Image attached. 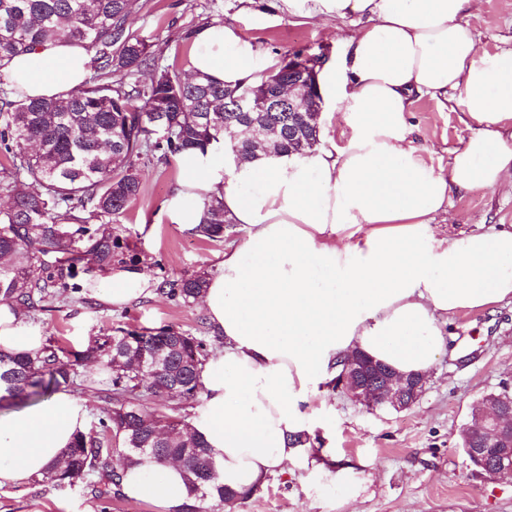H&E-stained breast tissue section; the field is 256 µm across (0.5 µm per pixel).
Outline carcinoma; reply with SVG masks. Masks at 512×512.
I'll use <instances>...</instances> for the list:
<instances>
[{
    "label": "carcinoma",
    "mask_w": 512,
    "mask_h": 512,
    "mask_svg": "<svg viewBox=\"0 0 512 512\" xmlns=\"http://www.w3.org/2000/svg\"><path fill=\"white\" fill-rule=\"evenodd\" d=\"M139 0H0V70L34 46L63 40L91 49L95 76L52 98L30 97L20 84L0 89V144L10 165L0 169V192L11 206L0 210V303L31 310L68 288L66 279L89 254L112 265V231L101 222L125 212L141 192L139 166L219 139L244 157L300 151L318 143L319 120L310 112L233 110L243 95L256 101L272 79L288 88L322 54L297 51L258 81L226 88L206 75L187 78L161 63L162 51L133 35L128 17ZM207 222L195 227L209 240L224 237V204L205 202ZM88 242L86 253L73 244ZM203 275L176 280L168 294L198 300ZM207 357L202 337L182 330L119 331L82 352L46 345L34 355L0 352V409L48 398L59 386L85 382L79 368L99 362L107 371L106 407L96 433H79L63 462L35 484L61 486L95 476L120 486L126 469L143 463H182L189 497L179 512H207L236 501L224 487L203 441L180 416L156 415L149 397L193 402L202 389ZM117 447H112L109 441Z\"/></svg>",
    "instance_id": "1"
}]
</instances>
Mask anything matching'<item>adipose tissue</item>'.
I'll return each instance as SVG.
<instances>
[{
    "mask_svg": "<svg viewBox=\"0 0 512 512\" xmlns=\"http://www.w3.org/2000/svg\"><path fill=\"white\" fill-rule=\"evenodd\" d=\"M477 2L280 0L294 17L364 21L316 69L324 144L243 160L219 140L176 155L166 221L194 229L213 194L245 234L201 296L221 346L202 366L204 398L190 420L225 487H259L292 463L331 470L333 457L312 455L306 442V407L347 355L426 374L453 353L442 334L448 317L512 301V225L440 234L432 224L451 192L512 188V49L479 54L466 20ZM194 43L192 73L228 87L280 65L231 23L199 29ZM89 61L86 47L56 41L7 69L30 96L49 98L81 84ZM452 91L467 109V135L442 171L420 155L409 115L415 95ZM153 286L130 268L91 280L94 296L117 307ZM45 343L21 309L0 305V351L34 354ZM87 428L85 400L64 386L0 414V487L42 475ZM121 490L168 512L188 497L177 463L130 467Z\"/></svg>",
    "mask_w": 512,
    "mask_h": 512,
    "instance_id": "obj_1",
    "label": "adipose tissue"
}]
</instances>
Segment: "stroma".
<instances>
[{
	"label": "stroma",
	"mask_w": 512,
	"mask_h": 512,
	"mask_svg": "<svg viewBox=\"0 0 512 512\" xmlns=\"http://www.w3.org/2000/svg\"><path fill=\"white\" fill-rule=\"evenodd\" d=\"M143 8L127 22L130 32L162 49L164 61L186 70L193 43L186 31L214 22H231L256 49L279 56L298 50L310 54L339 53L340 39L355 31L357 18L302 23L282 14L278 0H143ZM269 16L264 28L251 26L250 14ZM468 22L479 53L512 47V0H479ZM413 140L425 161L447 167L448 152L466 135L464 107L459 100L441 103L415 98ZM141 193L126 213L109 224L115 243L113 267L133 266L154 281L151 296L117 308L92 296L79 263L74 288L29 312L32 326L58 339L70 350H83L82 336H108L119 327L174 328L205 337L214 347L219 338L199 303L186 304L168 293L169 284L184 276L211 275L225 250L240 246L237 227L222 239L205 240L182 231L160 215L163 200L175 188L174 161H153L140 169ZM475 228L512 224V196L476 189L452 194L448 214L434 219L440 232L449 222ZM455 357L441 358L424 390L410 408L372 407L329 387L312 399L314 449L329 448L337 467L347 468L344 483L333 476L296 466L270 476L266 483L231 507L215 512H512V481H494L473 473L458 446L459 430L473 405L487 392L512 383V303L493 310L463 312L442 327ZM0 512H167L160 502L126 496L102 499L97 485L80 479L57 487L27 484L0 488Z\"/></svg>",
	"instance_id": "obj_1"
}]
</instances>
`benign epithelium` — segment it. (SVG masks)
I'll use <instances>...</instances> for the list:
<instances>
[{"label": "benign epithelium", "instance_id": "1", "mask_svg": "<svg viewBox=\"0 0 512 512\" xmlns=\"http://www.w3.org/2000/svg\"><path fill=\"white\" fill-rule=\"evenodd\" d=\"M306 88L295 84L292 95L283 103L267 99L272 108H286L298 112L303 106ZM337 381L352 398L375 404L374 391L383 393L382 400L397 410L410 407L420 396L426 376L402 377L390 372L379 374V382L370 381L366 370L354 363L342 365ZM512 387L504 384L498 391L482 396L471 410L468 421L462 426L461 444L469 465L476 472L491 480H512Z\"/></svg>", "mask_w": 512, "mask_h": 512}]
</instances>
